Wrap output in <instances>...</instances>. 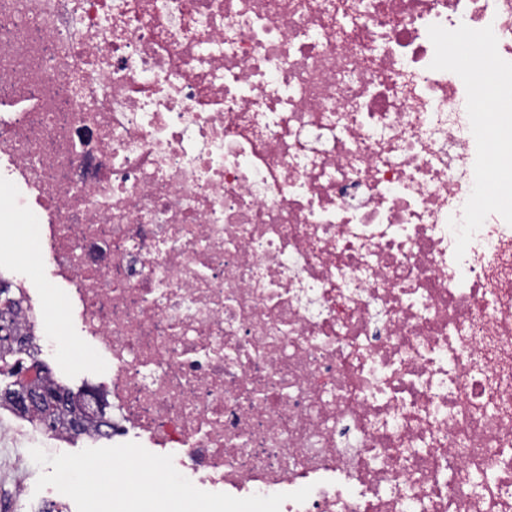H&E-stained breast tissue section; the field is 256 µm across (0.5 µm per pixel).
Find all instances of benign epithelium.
<instances>
[{"label": "benign epithelium", "mask_w": 512, "mask_h": 512, "mask_svg": "<svg viewBox=\"0 0 512 512\" xmlns=\"http://www.w3.org/2000/svg\"><path fill=\"white\" fill-rule=\"evenodd\" d=\"M44 368L43 362L35 359L18 368L13 388L9 392V397L18 411L29 412L39 408L47 418L64 412L76 424L88 417L105 420L103 401L94 390H86L71 400L50 395L42 381Z\"/></svg>", "instance_id": "7a95c632"}]
</instances>
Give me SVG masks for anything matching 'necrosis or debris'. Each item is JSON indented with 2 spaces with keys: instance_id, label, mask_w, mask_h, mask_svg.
Masks as SVG:
<instances>
[{
  "instance_id": "obj_1",
  "label": "necrosis or debris",
  "mask_w": 512,
  "mask_h": 512,
  "mask_svg": "<svg viewBox=\"0 0 512 512\" xmlns=\"http://www.w3.org/2000/svg\"><path fill=\"white\" fill-rule=\"evenodd\" d=\"M512 0H0V223L64 300L105 433L280 512H512V225L463 259L466 89L428 28ZM0 414V465L31 467Z\"/></svg>"
}]
</instances>
